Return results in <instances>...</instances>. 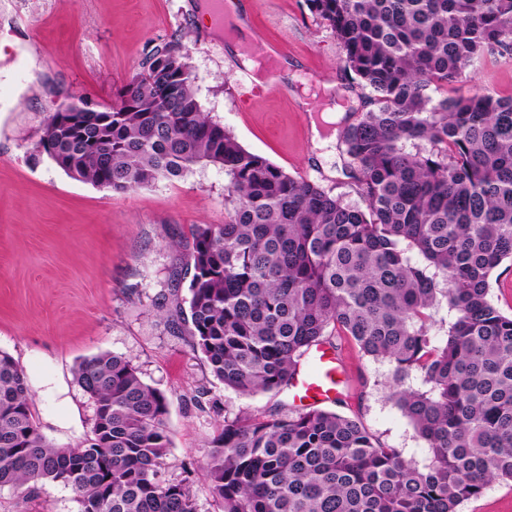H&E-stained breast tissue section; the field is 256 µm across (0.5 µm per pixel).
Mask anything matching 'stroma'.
<instances>
[{
  "label": "stroma",
  "mask_w": 512,
  "mask_h": 512,
  "mask_svg": "<svg viewBox=\"0 0 512 512\" xmlns=\"http://www.w3.org/2000/svg\"><path fill=\"white\" fill-rule=\"evenodd\" d=\"M242 32L217 36L195 0H0V349L23 367L47 440L76 446L91 435L94 407L73 379L81 358L109 351L129 359L167 398L172 448L167 480L191 471L197 512H222L203 477L205 443L240 411L298 410L291 391L242 396L224 388L170 322L185 288L172 278L182 250L169 248L193 224L224 221L223 171L131 193L74 180L36 149L54 104L72 96L111 107L147 51L184 33L204 111L248 151L320 184L350 203L360 186L337 145L311 140V117L340 105L370 109L369 91L340 67L342 47L304 0H242ZM263 38L284 64L278 81L241 94L235 41ZM512 92V58L484 54L461 88ZM344 392L329 410L359 420L382 444L421 467L428 448L389 399L393 366L334 339ZM57 381L62 394L47 396ZM71 488L0 489V512H78Z\"/></svg>",
  "instance_id": "1"
}]
</instances>
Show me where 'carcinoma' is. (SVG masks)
Wrapping results in <instances>:
<instances>
[{
  "label": "carcinoma",
  "instance_id": "carcinoma-1",
  "mask_svg": "<svg viewBox=\"0 0 512 512\" xmlns=\"http://www.w3.org/2000/svg\"><path fill=\"white\" fill-rule=\"evenodd\" d=\"M306 3L375 105L343 132L363 205L246 150L203 111L179 34L111 107L60 104L37 148L111 192L224 171V223L169 246L187 255L191 350L225 388L289 389L333 336L394 365L391 400L429 448L423 468L334 411L244 413L205 443L223 512H460L512 481V315L489 299L490 276L512 263V94L442 90L486 52L512 57V0ZM442 300L453 317L435 341ZM413 371L426 390L402 387ZM74 380L94 406L78 447L39 432L26 373L0 350V488L62 484L79 512H197L189 480L161 479L166 396L108 351L81 359Z\"/></svg>",
  "mask_w": 512,
  "mask_h": 512
}]
</instances>
